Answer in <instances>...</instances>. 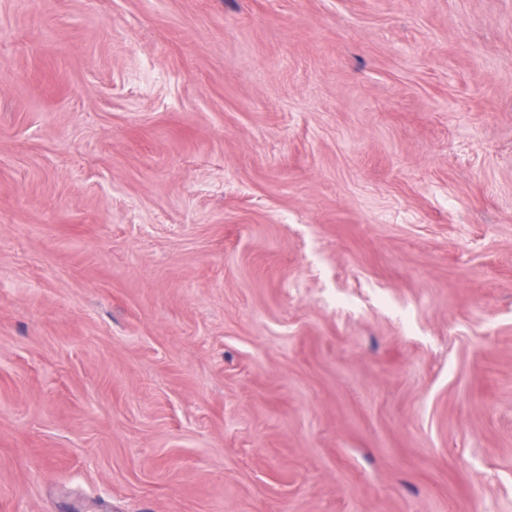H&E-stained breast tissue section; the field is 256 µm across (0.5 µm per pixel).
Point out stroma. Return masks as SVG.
<instances>
[{
	"mask_svg": "<svg viewBox=\"0 0 512 512\" xmlns=\"http://www.w3.org/2000/svg\"><path fill=\"white\" fill-rule=\"evenodd\" d=\"M0 512H512V0H0Z\"/></svg>",
	"mask_w": 512,
	"mask_h": 512,
	"instance_id": "stroma-1",
	"label": "stroma"
}]
</instances>
